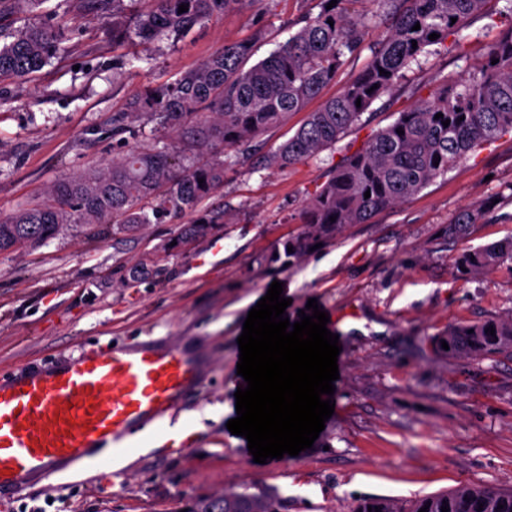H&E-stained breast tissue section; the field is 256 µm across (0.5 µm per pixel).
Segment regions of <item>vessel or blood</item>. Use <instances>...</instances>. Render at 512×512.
<instances>
[{"instance_id": "b4317fda", "label": "vessel or blood", "mask_w": 512, "mask_h": 512, "mask_svg": "<svg viewBox=\"0 0 512 512\" xmlns=\"http://www.w3.org/2000/svg\"><path fill=\"white\" fill-rule=\"evenodd\" d=\"M206 365L205 355L149 340L0 372V491L31 490L105 460L126 478L119 459L155 436Z\"/></svg>"}]
</instances>
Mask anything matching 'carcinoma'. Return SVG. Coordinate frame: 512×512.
Here are the masks:
<instances>
[{
    "label": "carcinoma",
    "instance_id": "obj_1",
    "mask_svg": "<svg viewBox=\"0 0 512 512\" xmlns=\"http://www.w3.org/2000/svg\"><path fill=\"white\" fill-rule=\"evenodd\" d=\"M104 2L72 0L45 20L15 30L0 27V80L42 70L73 32L94 19ZM136 2L140 8L130 19L112 7V42L134 36L145 44L164 34L181 39L216 14L262 0ZM330 2L320 0L317 16L302 18L300 28L255 63L251 43L226 44L174 82L133 94L124 109L112 115V131L127 132L135 140L147 122L153 124L157 142L128 144L111 161L55 183L48 191L50 203L0 216V252L44 243L71 224H110L112 233L133 236L148 224L197 211L205 197L224 185V151L257 139L321 96L345 58L361 53L373 18L382 17L387 22L385 32L363 70L309 113L294 134L271 152L269 162L286 168L315 156L335 145L375 101L391 93L402 71L421 54L432 46L448 49L450 36L455 37L453 44H459V31L483 13L487 0H374L372 17L351 8L358 0H337L329 9ZM182 4L188 6L183 13ZM432 33L439 38L429 39ZM438 113L443 117L435 118ZM400 130L404 134H398ZM510 130L512 27L488 47L479 76L445 83L419 98L335 170L306 201L303 210L309 229L284 242L286 258H299L344 226L364 224L376 213L398 206L448 174L468 153ZM481 214L479 208L460 211L450 231L465 232ZM222 223L224 211H205L184 225L175 237L176 245L168 244L165 250L202 239ZM502 267L512 270V240L481 246L455 263L462 276ZM444 342L449 354L512 352V315L453 326L432 337L438 351ZM472 501L488 505L487 512H498L496 506L507 503L506 512H512V491L475 484L411 499L360 497L350 512H368L370 506L380 512H420L425 506L428 512H441L445 503L449 512H461V506ZM287 502L274 489L227 491L194 502L188 512H287Z\"/></svg>",
    "mask_w": 512,
    "mask_h": 512
}]
</instances>
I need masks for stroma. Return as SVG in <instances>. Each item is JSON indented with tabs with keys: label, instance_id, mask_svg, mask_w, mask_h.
<instances>
[{
	"label": "stroma",
	"instance_id": "stroma-1",
	"mask_svg": "<svg viewBox=\"0 0 512 512\" xmlns=\"http://www.w3.org/2000/svg\"><path fill=\"white\" fill-rule=\"evenodd\" d=\"M506 0L460 32V47L421 55L390 95L376 101L332 148L285 168L267 154L304 123L306 112L260 137L262 147L228 149L224 186L201 209H220L212 235L164 249L190 223L150 224L131 238L92 237L71 225L31 248L0 253V369L48 362L60 353L164 337L207 354L201 382L177 405L197 416L188 453L160 437L136 456L124 481L101 469L89 481L63 478L46 512H180L226 491L278 490L288 512H349L363 496L411 498L464 483L512 489V356H448L431 338L448 327L512 314V273L459 276L465 251L512 238V132L474 152L444 177L368 223L287 260L284 242L304 229L302 205L330 171L418 96L468 77L486 46L512 28ZM318 0H264L214 16L182 39L125 49L112 29L87 24L66 51L27 79L0 82V216L38 201L55 181L119 152L112 115L142 87L169 83L225 44L251 41L263 59L316 16ZM496 200L479 223L452 236L460 210ZM147 276L129 283L133 266ZM283 284L290 321L309 299L338 334L335 411L312 449L254 462L244 438H226L235 406L238 337L273 281Z\"/></svg>",
	"mask_w": 512,
	"mask_h": 512
}]
</instances>
